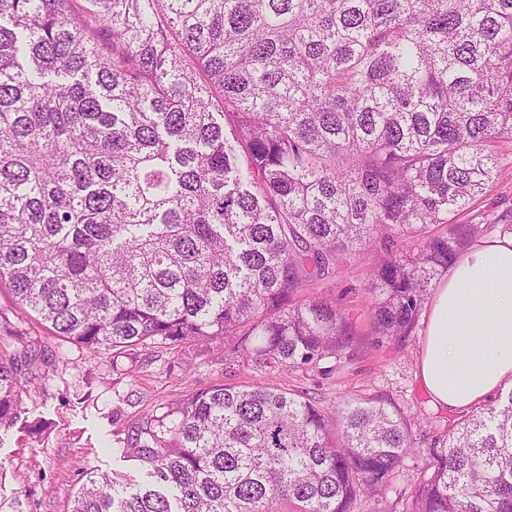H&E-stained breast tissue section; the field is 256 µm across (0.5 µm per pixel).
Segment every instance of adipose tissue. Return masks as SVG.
Instances as JSON below:
<instances>
[{
    "instance_id": "ef3b65f1",
    "label": "adipose tissue",
    "mask_w": 512,
    "mask_h": 512,
    "mask_svg": "<svg viewBox=\"0 0 512 512\" xmlns=\"http://www.w3.org/2000/svg\"><path fill=\"white\" fill-rule=\"evenodd\" d=\"M421 381L435 408L466 412L512 384V235L449 267L427 315Z\"/></svg>"
}]
</instances>
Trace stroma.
I'll list each match as a JSON object with an SVG mask.
<instances>
[{"mask_svg": "<svg viewBox=\"0 0 512 512\" xmlns=\"http://www.w3.org/2000/svg\"><path fill=\"white\" fill-rule=\"evenodd\" d=\"M497 154L502 177L462 218L488 217L490 235L502 236L512 233V143H500ZM379 260L377 252L362 251L332 277L301 289L300 298H326L349 312L352 336L341 355L298 368L256 363L220 338L177 345L155 340L92 355L23 312L8 285H1L0 335L33 342L48 360L49 374L14 424L0 429V512H70L93 472L148 484V465L121 453L142 417L162 414L217 384L272 385L329 407L382 399L410 417L414 438L450 429L458 415L434 408L418 378L424 325L400 340L374 331L366 296L369 272Z\"/></svg>", "mask_w": 512, "mask_h": 512, "instance_id": "35a3bbf8", "label": "stroma"}]
</instances>
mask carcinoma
<instances>
[{
  "mask_svg": "<svg viewBox=\"0 0 512 512\" xmlns=\"http://www.w3.org/2000/svg\"><path fill=\"white\" fill-rule=\"evenodd\" d=\"M505 139L512 0H0V283L91 354L234 336L290 368L352 328L300 288L375 244L400 339ZM46 368L0 336V428ZM415 451L383 400L216 385L128 439L155 484L91 475L70 512H355ZM428 455L405 512H512V388Z\"/></svg>",
  "mask_w": 512,
  "mask_h": 512,
  "instance_id": "carcinoma-1",
  "label": "carcinoma"
}]
</instances>
